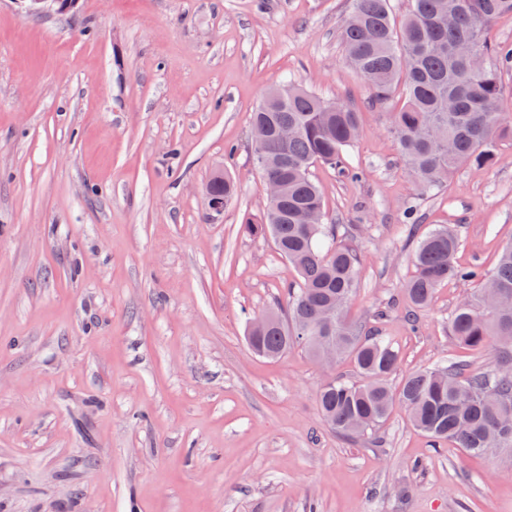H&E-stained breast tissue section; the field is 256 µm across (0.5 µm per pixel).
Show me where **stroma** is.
I'll return each mask as SVG.
<instances>
[{"label":"stroma","instance_id":"35a3bbf8","mask_svg":"<svg viewBox=\"0 0 512 512\" xmlns=\"http://www.w3.org/2000/svg\"><path fill=\"white\" fill-rule=\"evenodd\" d=\"M353 0H80L73 14L0 0V512H512V451L436 450L402 413L347 438L322 419L328 368L246 343L297 279L270 237L243 235L267 196L251 114L301 82L362 112L338 180L316 165L328 223L360 252L351 316L401 354L391 377L467 358L449 334L473 283L405 320L421 231L452 225L461 265L512 243V137L426 196L387 108L347 63ZM237 193L212 213L204 187ZM223 176L224 180L221 179L222 175H213L209 181V188L214 194H224V198L212 196L207 186L204 190V199L207 207L216 213H223L224 202L226 206L236 193V185L231 177L225 173Z\"/></svg>","mask_w":512,"mask_h":512}]
</instances>
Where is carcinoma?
<instances>
[{"label":"carcinoma","mask_w":512,"mask_h":512,"mask_svg":"<svg viewBox=\"0 0 512 512\" xmlns=\"http://www.w3.org/2000/svg\"><path fill=\"white\" fill-rule=\"evenodd\" d=\"M396 24L390 0H354L355 15L341 32L346 58L375 90L374 103L387 105L396 88L401 104L391 113V129L405 165L423 193H430L463 164L477 169L498 160V142L512 136V114L505 111L498 77L512 68V49L488 48V27L512 14V0H409ZM254 143L266 158L262 177L278 181L282 199L265 209L260 223L240 225L248 236H270L278 254L297 271L277 305L276 322L260 334L248 330L250 350L276 359L299 348L317 358L336 348L361 376L334 377L321 386L317 406L324 421L349 436L380 427L400 408L433 447L451 442L466 455L512 447V244L505 246L491 272L456 264L453 229L439 226L417 245L414 271L404 295L410 311L427 307L449 281L477 282L480 288L456 307L449 332L469 350L494 346L499 361L491 370L464 360L421 369L394 387L390 377L399 350L377 330L348 314L356 295L359 253L326 222L321 192L310 170L322 163L341 176L356 177L348 149L355 142L361 113L340 100L314 95L287 82L269 92L252 114ZM212 193L229 202L236 185L214 175Z\"/></svg>","instance_id":"carcinoma-1"}]
</instances>
